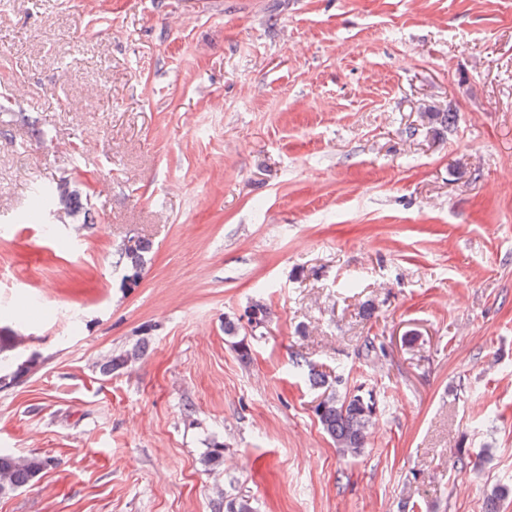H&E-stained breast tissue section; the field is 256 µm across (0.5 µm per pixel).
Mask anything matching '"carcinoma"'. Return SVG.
I'll return each mask as SVG.
<instances>
[{"label": "carcinoma", "mask_w": 512, "mask_h": 512, "mask_svg": "<svg viewBox=\"0 0 512 512\" xmlns=\"http://www.w3.org/2000/svg\"><path fill=\"white\" fill-rule=\"evenodd\" d=\"M58 194L60 208L73 210L79 206L78 194L59 189H38L35 205L29 213L33 223L45 221L53 194ZM150 250V243L142 241L133 248L120 253L119 263L123 264L124 278L136 280L140 277L144 254ZM248 325L252 330L264 327L267 307L257 301L245 311ZM39 356L35 353L18 358L10 370L0 372V390L11 388L20 382L37 366ZM313 385L322 389L315 413L323 431L336 445L344 457H357L364 452L375 428V406L373 398L343 387L342 374H336L330 382L322 373L310 372ZM51 459L38 455L16 456L0 449V494H8L34 483L50 465ZM512 494V487L506 484L493 486L485 497V512H500L501 501ZM224 512H256L255 503L248 497H235L224 504Z\"/></svg>", "instance_id": "cac0c4a2"}]
</instances>
